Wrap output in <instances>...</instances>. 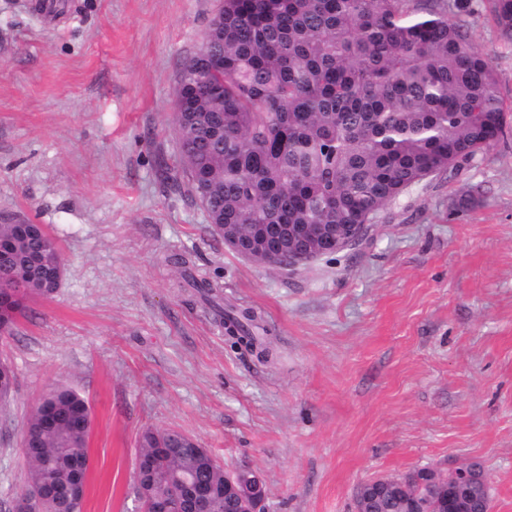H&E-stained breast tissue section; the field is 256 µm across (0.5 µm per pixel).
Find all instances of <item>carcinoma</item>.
<instances>
[{
	"mask_svg": "<svg viewBox=\"0 0 512 512\" xmlns=\"http://www.w3.org/2000/svg\"><path fill=\"white\" fill-rule=\"evenodd\" d=\"M494 21L512 41V0H492ZM464 5L448 18L441 0H224L208 53L224 68L190 61L176 97L182 109L179 162L195 201L206 206L213 233L236 224L259 244L291 224H371L412 185L440 177L492 148L512 112L490 59L471 42ZM15 254L0 257V294L11 269L29 263L21 298L0 306L12 327L26 303L56 292L62 249L41 224L20 237L0 223ZM184 283L204 298L225 332L250 348L259 342L256 316L224 309L213 282L183 254ZM15 386L0 362V394ZM88 400L57 386L35 406L23 434L29 461L21 503L44 512H82L89 472ZM134 492L143 507L170 502L184 471L214 488L211 512H224V472L197 440L178 430L145 429ZM366 512H401L387 494L366 500Z\"/></svg>",
	"mask_w": 512,
	"mask_h": 512,
	"instance_id": "1",
	"label": "carcinoma"
}]
</instances>
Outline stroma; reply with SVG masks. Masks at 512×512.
I'll return each mask as SVG.
<instances>
[{
	"label": "stroma",
	"instance_id": "1",
	"mask_svg": "<svg viewBox=\"0 0 512 512\" xmlns=\"http://www.w3.org/2000/svg\"><path fill=\"white\" fill-rule=\"evenodd\" d=\"M465 2L512 101V43ZM223 0H0V220L43 225L60 287L0 361V512L27 487L21 439L53 387L89 402L82 512H141L143 429L175 428L266 482L265 512H354L358 484L479 465L512 512V135L410 187L349 249L288 269L209 229L178 166L175 90ZM172 169L161 172L157 158ZM476 193L474 205L459 202ZM254 309L270 361L234 344L166 255Z\"/></svg>",
	"mask_w": 512,
	"mask_h": 512
}]
</instances>
